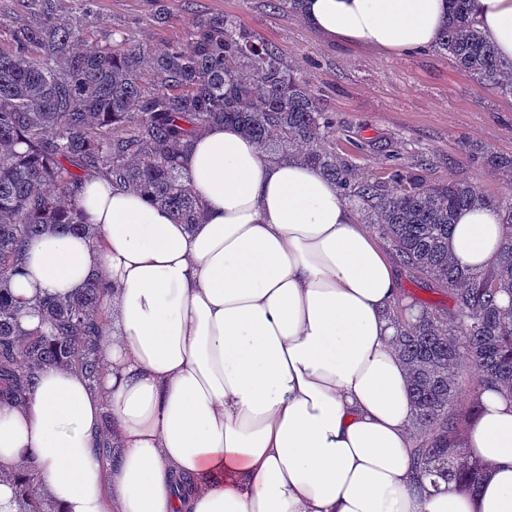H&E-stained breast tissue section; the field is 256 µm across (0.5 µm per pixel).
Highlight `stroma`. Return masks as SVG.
<instances>
[{"instance_id": "35a3bbf8", "label": "stroma", "mask_w": 512, "mask_h": 512, "mask_svg": "<svg viewBox=\"0 0 512 512\" xmlns=\"http://www.w3.org/2000/svg\"><path fill=\"white\" fill-rule=\"evenodd\" d=\"M159 6L162 23L154 18ZM201 15L233 18L276 45L286 66L312 75L336 116V151L351 156L361 178L384 180L392 149L406 163L430 160V180L456 174L481 193L512 197L500 176L467 154L479 145L512 155V96L484 88L436 50L387 54L332 43L301 18L269 10L264 0H98L87 43L103 44L115 28L136 42L174 43ZM358 137L373 148L356 150Z\"/></svg>"}]
</instances>
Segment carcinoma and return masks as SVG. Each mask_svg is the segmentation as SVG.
<instances>
[{
    "mask_svg": "<svg viewBox=\"0 0 512 512\" xmlns=\"http://www.w3.org/2000/svg\"><path fill=\"white\" fill-rule=\"evenodd\" d=\"M436 48L485 88L512 95V63L502 62L478 28L473 0H448ZM30 18L12 26L0 48V401L24 403L47 365L99 382L104 331L110 321L102 288L31 307L8 288L28 243L45 229L94 239L77 205L89 181L144 195L177 224L200 223L204 207L184 172L196 134L236 126L274 158L312 166L366 212L411 281L448 293V306L398 296L396 343L408 368L416 411L413 458L419 476L475 489L485 467L459 447L463 417L480 409L476 394L512 393V204L477 191L466 179L430 184L425 170L399 162L386 180H361L336 153V117L311 77L287 68L279 50L229 17L199 16L182 41L162 47L124 33L86 51L83 21L56 12L55 0L20 2ZM300 15L302 0H267ZM472 159L512 186V155L474 147ZM476 204L503 212L496 264L465 269L448 255L457 213ZM41 317L32 332L28 314Z\"/></svg>",
    "mask_w": 512,
    "mask_h": 512,
    "instance_id": "cac0c4a2",
    "label": "carcinoma"
}]
</instances>
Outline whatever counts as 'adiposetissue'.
Instances as JSON below:
<instances>
[{
  "label": "adipose tissue",
  "instance_id": "adipose-tissue-1",
  "mask_svg": "<svg viewBox=\"0 0 512 512\" xmlns=\"http://www.w3.org/2000/svg\"><path fill=\"white\" fill-rule=\"evenodd\" d=\"M512 62V0H475ZM314 31L383 53L434 47L447 0H303ZM204 205L177 224L140 194L86 183L97 239L49 230L11 290L29 303L105 290L103 375L44 367L0 402V505L37 477L48 512H512V396L481 391L460 437L490 468L477 491L416 480L414 406L393 339L396 265L318 170L232 125L185 155ZM498 209L458 212L448 252L488 269ZM112 426L105 460L95 439Z\"/></svg>",
  "mask_w": 512,
  "mask_h": 512
}]
</instances>
